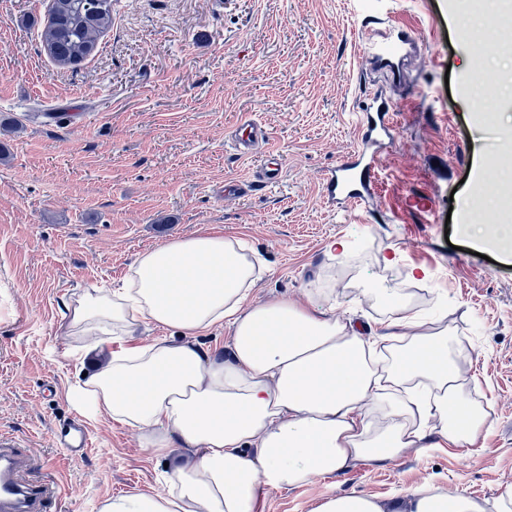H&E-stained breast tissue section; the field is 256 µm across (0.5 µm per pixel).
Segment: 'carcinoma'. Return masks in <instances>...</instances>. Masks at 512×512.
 Wrapping results in <instances>:
<instances>
[{"label": "carcinoma", "instance_id": "obj_1", "mask_svg": "<svg viewBox=\"0 0 512 512\" xmlns=\"http://www.w3.org/2000/svg\"><path fill=\"white\" fill-rule=\"evenodd\" d=\"M111 24L112 0H53L42 46L57 65H75L93 52L98 36Z\"/></svg>", "mask_w": 512, "mask_h": 512}]
</instances>
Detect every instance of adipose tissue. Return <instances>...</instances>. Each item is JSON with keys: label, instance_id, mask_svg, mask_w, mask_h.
Masks as SVG:
<instances>
[{"label": "adipose tissue", "instance_id": "ef3b65f1", "mask_svg": "<svg viewBox=\"0 0 512 512\" xmlns=\"http://www.w3.org/2000/svg\"><path fill=\"white\" fill-rule=\"evenodd\" d=\"M255 276L239 240L203 232L146 250L121 288L92 289L73 306L70 333L96 358L69 394L74 409L136 429L154 455L196 451L168 468L160 490L106 499L100 512H255L262 491L335 474L352 459L480 438L487 418L465 397L474 377L452 360L448 329L429 327L403 289L367 291L394 316L387 342L324 310L320 288L303 305L286 296L249 304ZM144 321L167 337L134 343ZM217 326L233 334L228 353L197 342ZM319 512L485 508L425 484L389 510L350 494Z\"/></svg>", "mask_w": 512, "mask_h": 512}]
</instances>
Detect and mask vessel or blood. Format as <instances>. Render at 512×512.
<instances>
[{"instance_id":"1","label":"vessel or blood","mask_w":512,"mask_h":512,"mask_svg":"<svg viewBox=\"0 0 512 512\" xmlns=\"http://www.w3.org/2000/svg\"><path fill=\"white\" fill-rule=\"evenodd\" d=\"M413 42L408 31L398 29L383 40L371 41L368 53L375 62L390 63ZM356 122L362 130L361 147L324 179L328 199L341 206L360 203L372 191L374 174L381 163V149L394 134L388 106L377 96L363 102ZM267 138L263 125L247 117L239 123L232 142L237 154L245 157L253 154ZM53 437L55 443L74 458L83 457L92 445L87 427L75 418L59 422ZM28 464V459L15 450L12 440L0 436V512H46L48 502L59 497L56 480L27 481L22 478L21 473Z\"/></svg>"}]
</instances>
